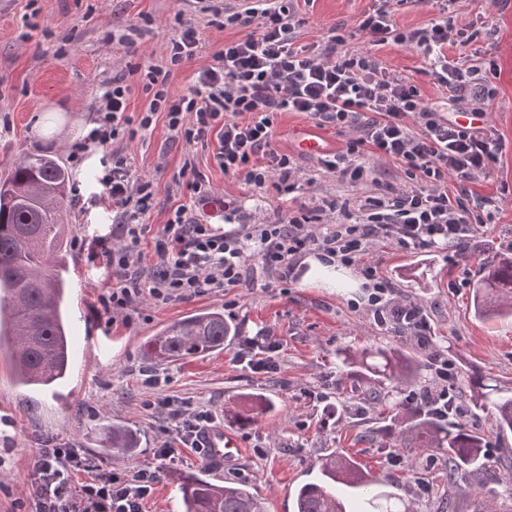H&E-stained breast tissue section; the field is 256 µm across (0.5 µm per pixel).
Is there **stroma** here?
Returning a JSON list of instances; mask_svg holds the SVG:
<instances>
[{
    "label": "stroma",
    "mask_w": 512,
    "mask_h": 512,
    "mask_svg": "<svg viewBox=\"0 0 512 512\" xmlns=\"http://www.w3.org/2000/svg\"><path fill=\"white\" fill-rule=\"evenodd\" d=\"M372 5L373 0H295L301 20L297 44L323 43L339 26L351 31ZM456 9L458 24L496 31L488 50L501 73L491 84L488 119L506 148L471 188L499 198L500 210L494 223L480 227L470 239L465 257L451 249L404 252L386 241L373 242L369 254L399 298L424 306L432 349L378 326L365 310L351 308V301L363 294L358 270L346 269L345 284L329 288L313 283L316 257L306 253L287 288L270 285L256 265L249 285L232 291L238 305L228 320L238 335H268L280 344L275 370L255 373L234 361L231 345L220 353L175 362L152 363L143 356L146 342L162 326L200 311H223V293L146 303L132 312L127 325L97 316L98 297L110 278L101 243L112 237V202L101 178L113 153L132 154L137 175L153 181L157 194L149 222L156 227L190 195L178 177L188 161L210 181L209 199L193 211L208 224L223 223L229 199L259 221L287 207L350 223L357 215V193H374L381 183L407 185L403 168L391 160L374 161L375 182L353 191L321 170L316 155L296 146L293 129L311 123L297 112L278 117L273 140L276 150L291 155L313 179L291 200L276 188L257 190L242 178L224 175L211 149L173 142L162 119L152 132L131 142L105 147L90 142L95 105L113 76L128 77L130 112L145 109L148 94L130 71L143 63L165 64L178 21L192 23L203 38L199 54L170 80L179 94L187 91L193 72L210 64L225 41L243 37L244 29L220 27L219 17L202 10L199 0H0V177L24 152L35 150L55 156L72 174L63 209L70 241L65 256L67 315L75 345L70 376L53 394L17 385L8 359H0V512H19L20 502L31 496L27 474L48 444L80 449L92 464L105 468L137 470L155 465L153 452L166 443L177 450L171 470L204 471L201 452L181 447L173 421L146 409V400L166 396L183 410H209L237 432L244 446L236 461L225 464L224 482L247 485L267 512H293L296 489L317 478L321 458L330 453L351 457L398 487L415 502L417 512H440L441 498L449 490L456 512H478L481 503L474 488L482 472L462 469L452 477L445 456L402 447L391 418L366 399L373 388L367 373L345 362L346 355L365 346L402 350L425 364L414 383L420 389L431 379L426 367L431 350L446 353L458 367L460 423L483 436L487 466L499 471L512 463V432L498 433L492 409L467 400L465 381L478 370L501 383L512 382V318L477 317L472 288L484 260L512 247V0L504 6L458 0ZM371 53L389 72L416 82L428 102L441 101V88L424 75L415 51L382 45ZM75 150L80 153L76 162L71 159ZM150 370L162 379L151 389L142 383ZM309 390L324 392V399L306 398ZM246 394L270 400L273 410H258L250 422H237L232 413ZM104 422L137 430L138 453L117 461L100 457L96 432Z\"/></svg>",
    "instance_id": "1"
}]
</instances>
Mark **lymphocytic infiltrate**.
<instances>
[{
  "label": "lymphocytic infiltrate",
  "mask_w": 512,
  "mask_h": 512,
  "mask_svg": "<svg viewBox=\"0 0 512 512\" xmlns=\"http://www.w3.org/2000/svg\"><path fill=\"white\" fill-rule=\"evenodd\" d=\"M456 2L431 0L436 17L425 27L405 30L392 22V0H377L358 23L368 39L359 48L339 33L322 45L295 46L297 22L288 0L230 8L224 12L225 26L245 28V36L225 43L211 64L195 72L187 92L175 94L170 76L194 59L200 44L196 27L181 25L165 65L136 67L151 99L135 116L128 113L131 87L125 76L113 77L95 109L90 133L100 145L135 140L162 115L175 141L193 146L216 138L213 159L225 175L243 178L257 189L275 187L286 196L301 189L304 178L293 158L272 146L276 118L303 112L347 135L345 150L318 159L341 182L359 187L372 173L371 159L384 158L398 162L410 183L400 188L381 185L377 193L360 199L356 222L334 224L324 232L316 231L307 215L294 212L267 224L238 223L241 207L233 201L225 202V224L220 227L194 219L195 202L205 199L210 188L200 171L186 165L180 174L187 179L190 199L155 229L149 222L153 181L136 174L131 157L115 155L102 184L116 212L114 231L121 244L105 251L115 282L100 299L103 316L135 309L145 295L164 303L243 287L254 257L284 286L296 276L298 256L313 251L322 263L359 270L365 280L362 307L378 326L430 348L431 382L408 391L405 402L447 420L449 407L460 402L456 365L431 349L425 308L398 299L391 282L366 255L376 239L413 252L462 248L499 210V199L475 195L468 184L495 164L504 142L489 123L468 127L440 115L418 86L391 74L370 49L392 43L416 51L426 75L448 99L486 114L489 85L499 65L491 53L478 48L467 65L449 57L450 47L471 46L473 40L455 19ZM452 184L457 187L453 193L448 190ZM148 237L154 240L156 263L145 269L141 245ZM277 350L272 337L247 336L234 359L266 373L275 368ZM149 406L168 411L188 448L195 447L202 428L213 421L210 411L185 413L167 399L152 400ZM78 472L89 473L90 479L76 490L71 479ZM28 479L34 489L30 512H143L159 471L94 466L79 449L55 445L41 449Z\"/></svg>",
  "instance_id": "obj_1"
}]
</instances>
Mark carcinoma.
Listing matches in <instances>:
<instances>
[{"mask_svg": "<svg viewBox=\"0 0 512 512\" xmlns=\"http://www.w3.org/2000/svg\"><path fill=\"white\" fill-rule=\"evenodd\" d=\"M71 172L53 156L25 152L0 179V357L8 356L17 384L50 390L70 370V338L65 317L67 283L61 274L68 240L61 206L70 190ZM475 311L487 316H512V250L484 264V276L474 295ZM236 329L224 314L204 311L158 330L144 349L149 361H177L224 350ZM347 360L361 364L374 377L372 400L385 402L384 387L416 378L420 365L403 351L365 347ZM473 405L492 402L496 428L512 432V387L503 389L483 373L467 378ZM408 444L448 456V484L461 467L486 469L484 438L460 424H445L408 408L399 421ZM137 433L127 427H101L98 454L127 458L138 451ZM179 484L182 512H266L243 484L216 485L193 473L173 474ZM378 480L346 459L337 467L329 455L320 465V478L297 490L294 512H357L341 496L340 487L359 491L370 512H415L414 503L394 492L378 489Z\"/></svg>", "mask_w": 512, "mask_h": 512, "instance_id": "obj_1", "label": "carcinoma"}]
</instances>
